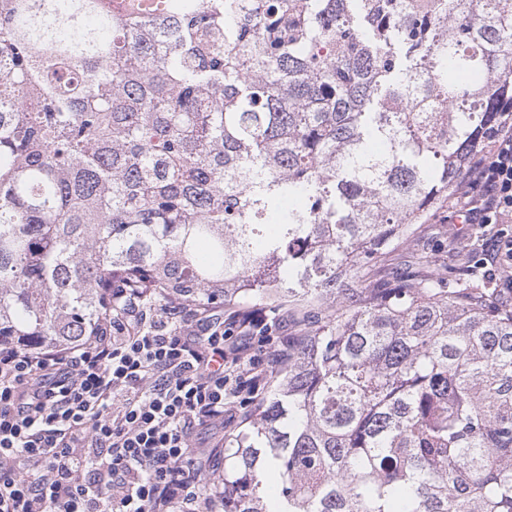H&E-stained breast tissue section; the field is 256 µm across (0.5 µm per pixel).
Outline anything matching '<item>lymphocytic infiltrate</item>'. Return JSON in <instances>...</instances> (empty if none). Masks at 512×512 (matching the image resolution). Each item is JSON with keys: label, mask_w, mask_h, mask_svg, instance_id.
Masks as SVG:
<instances>
[{"label": "lymphocytic infiltrate", "mask_w": 512, "mask_h": 512, "mask_svg": "<svg viewBox=\"0 0 512 512\" xmlns=\"http://www.w3.org/2000/svg\"><path fill=\"white\" fill-rule=\"evenodd\" d=\"M512 221V104L448 204ZM81 344L0 345V512H211L201 476L224 431L288 366L265 310L167 302L118 286Z\"/></svg>", "instance_id": "f902f5d3"}]
</instances>
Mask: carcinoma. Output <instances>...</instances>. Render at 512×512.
<instances>
[{
	"mask_svg": "<svg viewBox=\"0 0 512 512\" xmlns=\"http://www.w3.org/2000/svg\"><path fill=\"white\" fill-rule=\"evenodd\" d=\"M512 98V0H0V341L112 283L307 321L224 512H512V302L395 268ZM299 209L282 208L291 196Z\"/></svg>",
	"mask_w": 512,
	"mask_h": 512,
	"instance_id": "cac0c4a2",
	"label": "carcinoma"
}]
</instances>
